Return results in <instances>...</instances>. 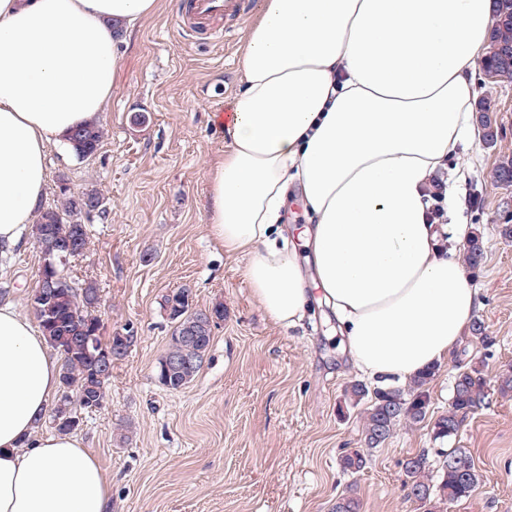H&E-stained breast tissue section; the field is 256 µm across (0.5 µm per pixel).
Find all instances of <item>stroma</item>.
<instances>
[{
    "instance_id": "1",
    "label": "stroma",
    "mask_w": 512,
    "mask_h": 512,
    "mask_svg": "<svg viewBox=\"0 0 512 512\" xmlns=\"http://www.w3.org/2000/svg\"><path fill=\"white\" fill-rule=\"evenodd\" d=\"M250 7L223 41H185L182 0H158L152 15L120 32L123 70L101 124L97 153L78 159L51 148L44 205L60 183L96 188L106 212L88 222V245L68 266L77 283L102 295L101 334L133 332L127 356L112 366L100 408L84 413L75 436L112 482L109 512H332L343 495L360 512H419L408 496L403 461L425 455L438 470L431 421L394 431L369 451L366 468L343 472V452L363 450V406L345 403L350 382L375 387L332 336L336 318L312 304L293 328L274 324L244 276L248 256L229 255L208 224L210 166L230 150L220 126L238 90L237 53ZM498 127L494 144L458 146L438 176L462 206L444 224L483 235L485 255L472 272L490 343L464 336L429 385L431 410L448 409L458 366L484 362L490 376L512 371V183L492 182L512 159V84L477 76ZM43 258L32 235L14 249L0 280L7 302L33 316L31 297ZM188 289L198 309H220L207 358L187 387L156 378L172 323L168 294ZM453 447L470 453L482 482L452 512H512V397L489 389Z\"/></svg>"
}]
</instances>
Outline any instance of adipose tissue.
Returning a JSON list of instances; mask_svg holds the SVG:
<instances>
[{
    "mask_svg": "<svg viewBox=\"0 0 512 512\" xmlns=\"http://www.w3.org/2000/svg\"><path fill=\"white\" fill-rule=\"evenodd\" d=\"M157 0H0V248L34 223L47 156L105 112L116 30ZM492 0H264L238 56L229 152L208 174V232L249 256L257 304L298 326L319 297L356 367L383 384L448 359L482 302L439 243L424 187L473 139ZM310 222L277 243L288 199ZM298 241V242H299ZM55 350L0 305V512H107L112 483L71 435L38 434Z\"/></svg>",
    "mask_w": 512,
    "mask_h": 512,
    "instance_id": "obj_1",
    "label": "adipose tissue"
}]
</instances>
